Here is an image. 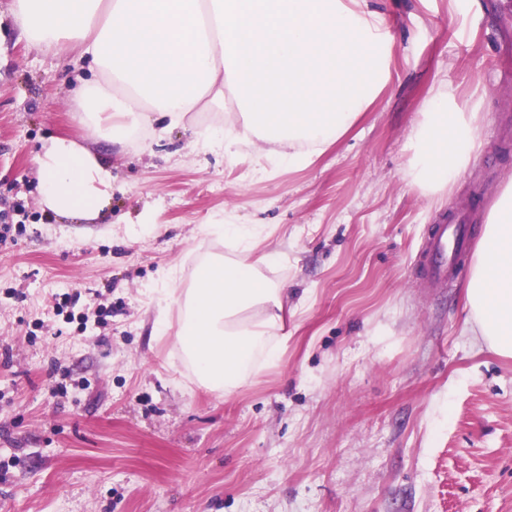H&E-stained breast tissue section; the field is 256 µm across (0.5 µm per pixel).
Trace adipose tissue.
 Here are the masks:
<instances>
[{
  "mask_svg": "<svg viewBox=\"0 0 512 512\" xmlns=\"http://www.w3.org/2000/svg\"><path fill=\"white\" fill-rule=\"evenodd\" d=\"M14 17L39 48L77 44L99 72L75 99L93 135L113 143L141 132L161 141L199 112L230 102L236 121L211 133L202 150L230 159L252 155L304 167L335 145L390 79L384 15L367 0H16ZM479 102H459L445 86L424 104L412 130L405 176L431 199L477 159ZM40 203L69 221L104 218L112 166L63 136L35 156ZM239 243L232 259L197 264L190 288L173 296L172 335L197 384L233 394L258 363H276L288 286L260 272L269 254L260 224H214ZM473 333L512 357V182L498 194L474 251L466 289ZM261 317H252V310Z\"/></svg>",
  "mask_w": 512,
  "mask_h": 512,
  "instance_id": "ef3b65f1",
  "label": "adipose tissue"
}]
</instances>
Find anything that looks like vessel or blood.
<instances>
[{
	"instance_id": "obj_1",
	"label": "vessel or blood",
	"mask_w": 512,
	"mask_h": 512,
	"mask_svg": "<svg viewBox=\"0 0 512 512\" xmlns=\"http://www.w3.org/2000/svg\"><path fill=\"white\" fill-rule=\"evenodd\" d=\"M469 241L465 225L457 221L434 225L427 235L420 255V275L431 288L448 284L463 263Z\"/></svg>"
}]
</instances>
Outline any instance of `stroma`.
<instances>
[{
  "mask_svg": "<svg viewBox=\"0 0 512 512\" xmlns=\"http://www.w3.org/2000/svg\"><path fill=\"white\" fill-rule=\"evenodd\" d=\"M391 79L300 170L196 141L119 146L80 123L90 58L31 47L0 0V512H512V358L469 331L462 265L424 287L430 225L471 242L512 177V0H371ZM484 96L478 163L441 203L404 171L432 89ZM64 135L112 162L103 224L39 202L34 157ZM263 224L290 292L276 366L223 396L156 336L150 289L231 256L209 224ZM76 302L61 313L64 295Z\"/></svg>",
  "mask_w": 512,
  "mask_h": 512,
  "instance_id": "35a3bbf8",
  "label": "stroma"
}]
</instances>
